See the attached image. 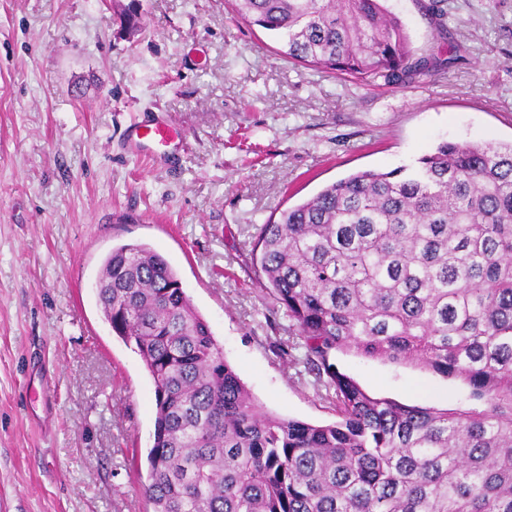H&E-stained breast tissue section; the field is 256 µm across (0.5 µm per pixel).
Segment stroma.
Masks as SVG:
<instances>
[{
  "label": "stroma",
  "mask_w": 512,
  "mask_h": 512,
  "mask_svg": "<svg viewBox=\"0 0 512 512\" xmlns=\"http://www.w3.org/2000/svg\"><path fill=\"white\" fill-rule=\"evenodd\" d=\"M385 0L417 56L457 55L400 87H362L282 56L233 0H0V512H152L139 461L153 381L98 302L113 247L176 269L226 362L265 411L337 415L276 338L290 322L252 259L281 211L350 174L414 163L438 143L512 140V0ZM144 120L169 155L131 150ZM370 395L483 409L463 381L414 363L336 358ZM137 144L146 150H152L153 144H166L169 140L170 128L159 121H146L130 129Z\"/></svg>",
  "instance_id": "35a3bbf8"
}]
</instances>
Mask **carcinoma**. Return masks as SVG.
Masks as SVG:
<instances>
[{
  "label": "carcinoma",
  "instance_id": "obj_1",
  "mask_svg": "<svg viewBox=\"0 0 512 512\" xmlns=\"http://www.w3.org/2000/svg\"><path fill=\"white\" fill-rule=\"evenodd\" d=\"M288 59L362 86L402 85L418 57L381 0H235ZM426 10L447 32L443 0ZM254 260L288 314L328 425L261 409L167 259L112 248L99 301L154 382L142 494L153 512H512V142H442L415 165L340 179L261 225ZM460 378L483 410L368 394L336 353Z\"/></svg>",
  "mask_w": 512,
  "mask_h": 512
}]
</instances>
